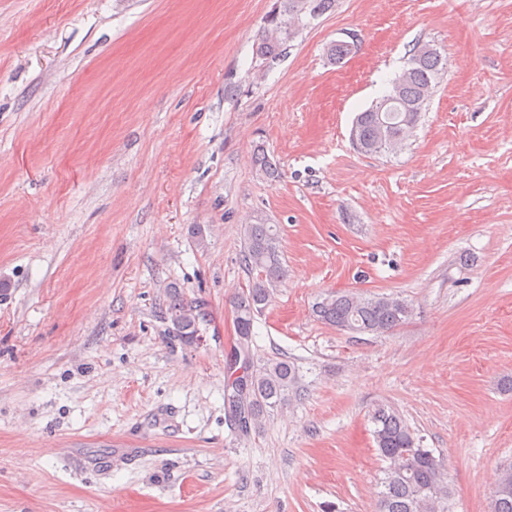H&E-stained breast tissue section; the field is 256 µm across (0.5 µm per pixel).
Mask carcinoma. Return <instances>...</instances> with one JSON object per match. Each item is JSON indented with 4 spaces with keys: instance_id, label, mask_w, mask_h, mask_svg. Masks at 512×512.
I'll list each match as a JSON object with an SVG mask.
<instances>
[{
    "instance_id": "carcinoma-1",
    "label": "carcinoma",
    "mask_w": 512,
    "mask_h": 512,
    "mask_svg": "<svg viewBox=\"0 0 512 512\" xmlns=\"http://www.w3.org/2000/svg\"><path fill=\"white\" fill-rule=\"evenodd\" d=\"M335 5V0H278L265 18L255 44L256 56L279 59L300 28L318 19ZM446 60L430 43L414 50L407 66L383 97L354 121L359 150L365 153L390 151L383 141L405 145L425 110L436 85L445 74ZM254 165L268 180L278 178L276 163L265 150L257 148ZM242 263L257 272L246 291L234 301L240 336L250 346L254 322L270 302L273 288L284 277L282 245L277 225L263 216L245 229ZM177 335L194 338L201 313L198 304L172 289L166 310ZM317 320L338 330L355 334H382L403 325L412 315L403 299L388 295H356L331 292L312 306ZM299 369L286 359H270L254 366L248 374L249 388L230 386L224 395L227 407H240L255 422L288 404L298 395ZM373 437L380 455L389 462L381 478L375 512H451L447 469L432 451L420 447L402 416L385 404L371 413ZM492 512H512V466L502 469L492 491Z\"/></svg>"
}]
</instances>
